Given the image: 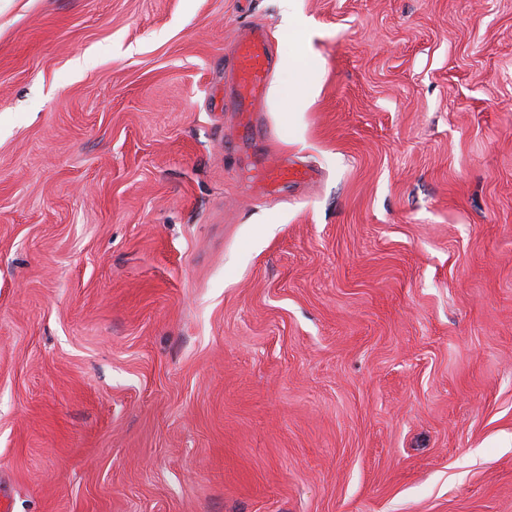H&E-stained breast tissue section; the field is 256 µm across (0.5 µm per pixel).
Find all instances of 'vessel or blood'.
Masks as SVG:
<instances>
[{
    "mask_svg": "<svg viewBox=\"0 0 512 512\" xmlns=\"http://www.w3.org/2000/svg\"><path fill=\"white\" fill-rule=\"evenodd\" d=\"M276 63L277 56L265 29L249 25L242 27L234 61L224 73L229 86V93L224 97V109L238 116L240 137L253 147L255 175L261 185L307 183L312 181V174L298 168L296 162L288 157H280L272 167L266 163L271 152V139L260 118Z\"/></svg>",
    "mask_w": 512,
    "mask_h": 512,
    "instance_id": "1",
    "label": "vessel or blood"
}]
</instances>
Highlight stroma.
Here are the masks:
<instances>
[{
    "label": "stroma",
    "mask_w": 512,
    "mask_h": 512,
    "mask_svg": "<svg viewBox=\"0 0 512 512\" xmlns=\"http://www.w3.org/2000/svg\"><path fill=\"white\" fill-rule=\"evenodd\" d=\"M0 0L11 512H512V0ZM282 7L285 15V25L281 38L293 46L291 57H288V70L307 69V59L310 55V23L301 18L293 0H283ZM276 63L277 56L265 29L249 25L242 27L234 61L224 72L230 91L224 97V109L237 112L240 138L253 145L255 175L261 185L308 183L313 180L312 174L298 168L297 163L287 156H281L275 166L266 164L271 152V139L260 118Z\"/></svg>",
    "instance_id": "obj_1"
}]
</instances>
